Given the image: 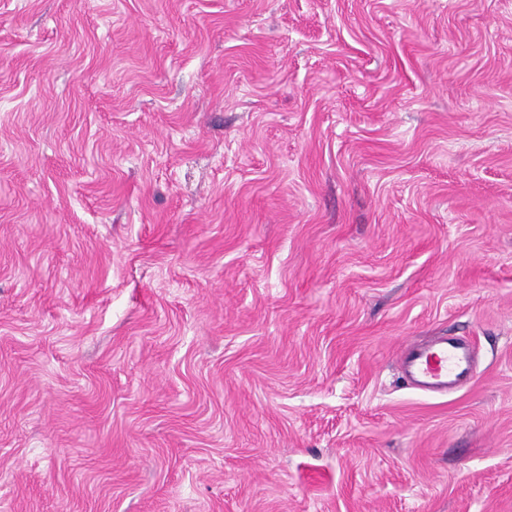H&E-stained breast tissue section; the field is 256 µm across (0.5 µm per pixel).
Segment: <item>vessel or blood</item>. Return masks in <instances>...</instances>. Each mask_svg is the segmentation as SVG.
<instances>
[{"instance_id":"vessel-or-blood-1","label":"vessel or blood","mask_w":512,"mask_h":512,"mask_svg":"<svg viewBox=\"0 0 512 512\" xmlns=\"http://www.w3.org/2000/svg\"><path fill=\"white\" fill-rule=\"evenodd\" d=\"M473 357L465 339L442 336L429 345L406 349L400 356V364L421 386L445 390L468 377Z\"/></svg>"}]
</instances>
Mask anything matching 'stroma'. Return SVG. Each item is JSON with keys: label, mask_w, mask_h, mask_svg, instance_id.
<instances>
[{"label": "stroma", "mask_w": 512, "mask_h": 512, "mask_svg": "<svg viewBox=\"0 0 512 512\" xmlns=\"http://www.w3.org/2000/svg\"><path fill=\"white\" fill-rule=\"evenodd\" d=\"M0 512H512V0H0ZM474 353L458 336H441L426 346H413L402 352L400 365L421 386L444 389L469 376Z\"/></svg>", "instance_id": "1"}]
</instances>
